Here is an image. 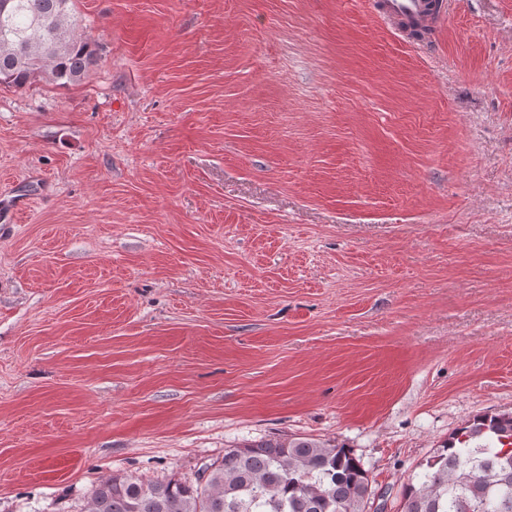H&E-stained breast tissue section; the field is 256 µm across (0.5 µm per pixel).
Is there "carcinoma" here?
Instances as JSON below:
<instances>
[{
    "instance_id": "obj_1",
    "label": "carcinoma",
    "mask_w": 512,
    "mask_h": 512,
    "mask_svg": "<svg viewBox=\"0 0 512 512\" xmlns=\"http://www.w3.org/2000/svg\"><path fill=\"white\" fill-rule=\"evenodd\" d=\"M95 41L77 29L73 0H11L0 11V87L44 77L82 81ZM512 415H479L435 448L402 491L401 512H512ZM373 491L347 446L307 437L245 441L196 481L146 483L112 476L85 512H365Z\"/></svg>"
}]
</instances>
